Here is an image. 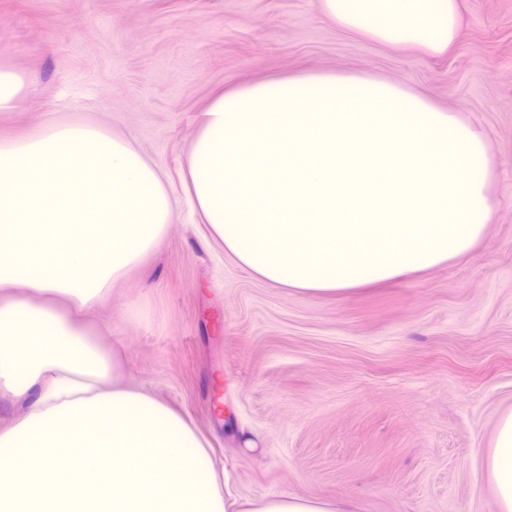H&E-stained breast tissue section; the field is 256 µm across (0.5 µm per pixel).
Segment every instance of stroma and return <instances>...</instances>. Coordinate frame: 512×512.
<instances>
[{
    "mask_svg": "<svg viewBox=\"0 0 512 512\" xmlns=\"http://www.w3.org/2000/svg\"><path fill=\"white\" fill-rule=\"evenodd\" d=\"M1 54L31 85L0 112V145L89 123L130 141L175 197L160 246L83 318L127 384L207 439L226 499L496 512L485 456L512 409V0H464L440 58L345 33L316 0H0ZM303 66L406 84L485 128L498 207L469 253L311 296L256 276L190 221L182 173L212 90Z\"/></svg>",
    "mask_w": 512,
    "mask_h": 512,
    "instance_id": "1",
    "label": "stroma"
}]
</instances>
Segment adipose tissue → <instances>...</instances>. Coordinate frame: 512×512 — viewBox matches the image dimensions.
Masks as SVG:
<instances>
[{
    "instance_id": "1",
    "label": "adipose tissue",
    "mask_w": 512,
    "mask_h": 512,
    "mask_svg": "<svg viewBox=\"0 0 512 512\" xmlns=\"http://www.w3.org/2000/svg\"><path fill=\"white\" fill-rule=\"evenodd\" d=\"M331 24L447 55L461 0H317ZM480 126L365 72L300 70L215 88L186 161L193 209L243 267L309 295L397 280L465 255L497 201ZM156 167L123 137L74 125L0 149V512H229L191 423L117 381L78 313L148 256L173 220ZM486 467L512 512V410ZM245 512H352L281 494Z\"/></svg>"
}]
</instances>
